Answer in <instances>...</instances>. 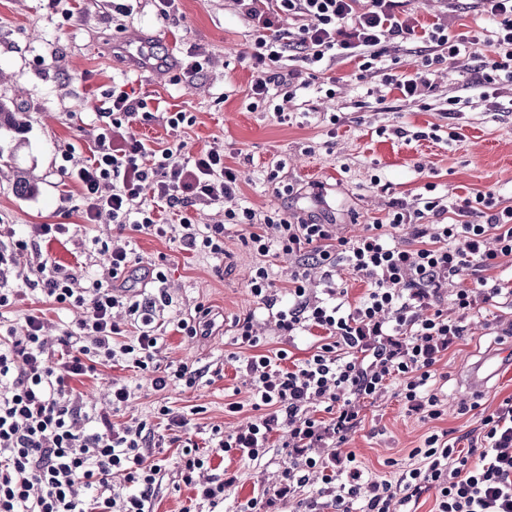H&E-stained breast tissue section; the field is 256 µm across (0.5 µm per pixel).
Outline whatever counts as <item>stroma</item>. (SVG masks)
Here are the masks:
<instances>
[{
	"mask_svg": "<svg viewBox=\"0 0 512 512\" xmlns=\"http://www.w3.org/2000/svg\"><path fill=\"white\" fill-rule=\"evenodd\" d=\"M131 15L112 10L111 0H61L49 8L47 0H0V99L16 102L26 125L22 132H0V226L16 234L32 224H66L70 230L58 239L40 243L68 273L82 277L102 272L108 263L98 242L110 231L107 222L84 223L77 187L63 181L59 170L67 158L90 157L107 123L98 110L113 84H125L136 96L158 99L161 109L152 120L135 123L137 137L152 146L182 144V156L218 146L224 162L236 170L239 191L232 207L260 212L285 211L313 216L333 225L336 236L362 234L366 225L385 219L393 200L415 206L426 184H435V196H467L493 192L512 205V85H497L484 93L477 83L478 59L466 64L443 61L422 67L410 43L388 41L382 65L388 73L423 72L433 85L416 99H403L380 78L360 79L356 61L327 62L319 73L302 70L295 79V97L275 94L269 103L250 109L248 91L253 71L241 62L249 28L234 0H180L170 16L158 14L154 0H134ZM400 9L414 12L423 27L447 23L451 34L488 39L493 26L459 0L450 11L445 0H400ZM146 38L158 61L154 74L137 73L119 47L131 33ZM207 56L203 72L184 78L179 63L184 51ZM459 96L467 105L448 111V99ZM184 110L195 117L192 126L171 130L165 115ZM456 139H449V131ZM279 166L277 179L267 171ZM26 172L38 192L25 197L13 189L16 172ZM293 185V195L283 194ZM133 248L142 267L164 268L169 297L158 308L162 338L157 355L160 366L187 363L196 368L220 369L219 377L202 378L191 387L155 390L149 376L131 363L118 361L98 368L95 376L75 382L87 411H111L113 383L130 385L134 396L122 420H143L162 447L153 460L162 465L159 483L150 502L153 512H195L194 491L180 478L179 450L174 433L156 410L169 405L192 414L197 442H204L213 426L235 430L252 414L250 386L237 363L228 358L239 318L255 314L264 351L287 350L295 358L315 351L313 335L287 338L278 334L272 313L256 309L246 281L256 257L246 245L241 227L224 232V256L214 260L150 234H134ZM36 254L18 257L9 278L21 291L4 320L22 329L27 314H45L50 348H57L62 331L80 316L79 311L55 310L40 291L31 289L37 276ZM211 310L207 335L188 338L172 322L195 316L198 306ZM512 324L511 304H487L467 321L466 336L436 364L443 380L444 414L424 420L408 414L384 394L363 413L361 428L351 434L346 450L359 465L376 475H392L394 466H406L408 453L433 432L448 429L463 434L478 424L482 411H494L512 395V371L502 370L480 394L461 387L463 370L480 355L512 346L504 328ZM481 409H474L473 401ZM230 402L242 403L238 413L226 411ZM283 433L261 462L233 456L225 459L237 481L216 512H238L241 503L278 487L282 464L279 446Z\"/></svg>",
	"mask_w": 512,
	"mask_h": 512,
	"instance_id": "35a3bbf8",
	"label": "stroma"
}]
</instances>
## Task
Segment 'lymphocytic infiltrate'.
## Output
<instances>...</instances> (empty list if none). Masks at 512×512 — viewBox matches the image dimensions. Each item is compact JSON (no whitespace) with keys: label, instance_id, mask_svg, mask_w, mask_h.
Listing matches in <instances>:
<instances>
[{"label":"lymphocytic infiltrate","instance_id":"1","mask_svg":"<svg viewBox=\"0 0 512 512\" xmlns=\"http://www.w3.org/2000/svg\"><path fill=\"white\" fill-rule=\"evenodd\" d=\"M251 26L244 54L253 71L248 97L261 104L271 86L280 84V69L291 60L315 69L323 61L358 60L370 77H382L404 98L421 96L417 78L382 72V39H422L433 53L457 61L470 55L479 38L450 34L447 26L420 28L413 13L399 10L397 0H238ZM477 15L492 22L495 37L481 59L482 82L512 83V0H472ZM293 20L280 24L281 15ZM149 97L131 96L114 87L102 100L109 122L98 136L92 155L64 169V179L77 184L83 197L82 218L98 223L109 216L115 224L106 249V275L77 279L43 258L38 263L41 291L59 308L78 307L82 318L68 326L61 352H51L43 334L44 318L25 317L23 334L7 330L0 336V512H150L147 503L159 480L160 464L150 459L153 435L146 422H113L100 415L86 426L74 380L94 375L98 366L122 358L152 374L154 388L193 386L203 373L182 363L159 372L160 338L154 327L157 301L137 299L127 284L162 287L165 272L154 267L137 273L125 230L158 237L177 235L179 242L201 255L224 254L226 224L249 227L247 242L259 257L247 286L259 307L275 310L282 335L320 331L317 350L289 360L287 350L260 353L263 339L254 315L237 320L231 353L250 378L252 419L237 431L213 427L210 445L189 434L190 421L166 405L158 415L184 434L181 479L196 497L218 506L234 486L235 477L217 472L215 458L234 454L251 461L268 452L272 435L288 432L281 480L273 497L254 496L244 512H270L276 504L301 497L308 472L319 471L333 512H391L400 505L435 492V512H512V397L483 415L468 449L458 446L449 431L427 436L409 452L410 462L394 477L370 475L344 451L349 435L362 423L361 406L383 390L408 413L431 420L444 413L432 369L445 352L463 340L468 317L480 305L512 298V279L495 277L512 264V206L501 205L493 193L476 192L449 205L424 201L410 209L400 201L381 224L368 225L357 239L334 236L331 225L311 217L273 212L260 217L248 207L228 209L224 223L196 228L190 218L160 221L156 208L144 206L142 191L152 186L157 206L185 209L203 201L220 204L234 198L238 176L224 162L222 150L210 148L188 159L178 149L154 148L132 131L134 122L153 117ZM447 215L444 224L415 229L412 241H399L401 226L423 212ZM64 224H34L27 235L0 239V311L16 301L7 271L15 255L32 251L38 242L66 234ZM294 258L288 276V304L277 307V284L265 263L270 253ZM322 268L324 288L311 292L309 267ZM359 278L367 291L350 303L341 272ZM451 298L455 316L444 313ZM124 309L137 333L126 335L113 319ZM326 415L312 414L314 405ZM123 475L137 490L116 488ZM91 494L79 496L76 485Z\"/></svg>","mask_w":512,"mask_h":512}]
</instances>
